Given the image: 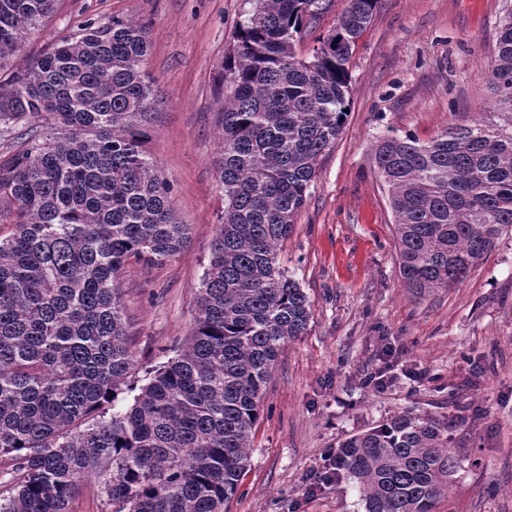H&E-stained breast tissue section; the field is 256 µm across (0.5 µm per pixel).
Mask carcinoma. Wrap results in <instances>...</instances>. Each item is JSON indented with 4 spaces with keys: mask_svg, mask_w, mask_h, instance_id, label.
<instances>
[{
    "mask_svg": "<svg viewBox=\"0 0 512 512\" xmlns=\"http://www.w3.org/2000/svg\"><path fill=\"white\" fill-rule=\"evenodd\" d=\"M54 2L0 0V61ZM321 2L256 0L233 35L217 167L224 216L194 329L139 388L119 274L161 265L189 240L142 146L156 96L142 69L148 26L89 23L0 78V139L20 131L26 141L0 163V195L15 211L0 240V456L17 472L0 512H70L90 478L113 512H228L279 353L312 317L279 245L342 133L350 59L378 4L347 0L343 38L302 57L296 46ZM488 79L497 121L375 145L400 275L418 293L457 284L512 231V9ZM125 389L139 393L123 410ZM459 420L396 415L343 441L337 470L360 485L365 512H434L457 466Z\"/></svg>",
    "mask_w": 512,
    "mask_h": 512,
    "instance_id": "1",
    "label": "carcinoma"
}]
</instances>
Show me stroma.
I'll return each instance as SVG.
<instances>
[{
	"label": "stroma",
	"mask_w": 512,
	"mask_h": 512,
	"mask_svg": "<svg viewBox=\"0 0 512 512\" xmlns=\"http://www.w3.org/2000/svg\"><path fill=\"white\" fill-rule=\"evenodd\" d=\"M251 7L250 0H57L7 59L23 68L91 22L120 17L149 26L142 67L159 93L145 148L190 240L164 265L131 264L120 275L140 378L175 357L193 330L224 211L219 75ZM510 8L512 0H380L358 39L348 121L280 248L313 317L279 355L231 512H365L354 480L321 477L339 442L407 410L462 416L451 441L458 466L437 512H512V234L453 287L406 288L373 160L387 131L426 142L457 119L491 111L487 73Z\"/></svg>",
	"instance_id": "35a3bbf8"
}]
</instances>
